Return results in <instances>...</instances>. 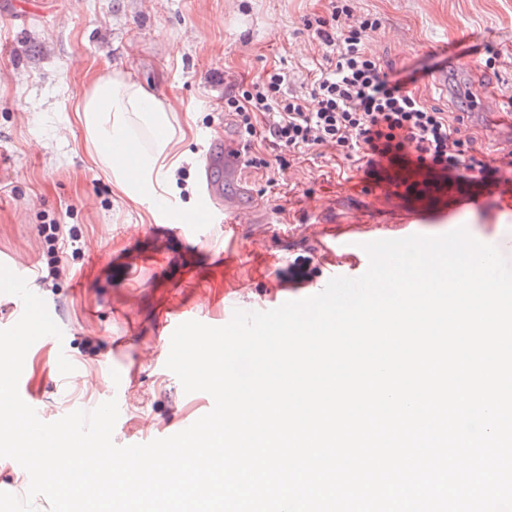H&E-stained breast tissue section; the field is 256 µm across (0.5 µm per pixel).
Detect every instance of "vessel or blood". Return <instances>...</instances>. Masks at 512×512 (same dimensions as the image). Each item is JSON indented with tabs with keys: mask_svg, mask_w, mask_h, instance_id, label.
Wrapping results in <instances>:
<instances>
[{
	"mask_svg": "<svg viewBox=\"0 0 512 512\" xmlns=\"http://www.w3.org/2000/svg\"><path fill=\"white\" fill-rule=\"evenodd\" d=\"M243 159L241 144L233 138L224 140V176L234 178ZM261 206H235L225 210L216 208L206 214L209 222L225 220L226 224H255L260 222ZM415 221L409 220L402 224H370L360 220L348 225L341 235H330L320 230H313L323 255L330 260L329 277L344 276L356 278L362 275L368 265L369 258L364 250L365 243L376 240L401 239L417 234Z\"/></svg>",
	"mask_w": 512,
	"mask_h": 512,
	"instance_id": "b4317fda",
	"label": "vessel or blood"
}]
</instances>
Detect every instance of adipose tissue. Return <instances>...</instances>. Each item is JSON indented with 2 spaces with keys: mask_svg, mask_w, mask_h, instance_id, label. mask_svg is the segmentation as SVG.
Instances as JSON below:
<instances>
[{
  "mask_svg": "<svg viewBox=\"0 0 512 512\" xmlns=\"http://www.w3.org/2000/svg\"><path fill=\"white\" fill-rule=\"evenodd\" d=\"M175 113L170 99L148 94L119 71L92 78L77 102L75 119L83 130L85 149L92 163L111 175L122 203L162 204L158 187L174 176L186 135L187 124ZM116 139L127 146V162L112 159Z\"/></svg>",
  "mask_w": 512,
  "mask_h": 512,
  "instance_id": "1",
  "label": "adipose tissue"
}]
</instances>
